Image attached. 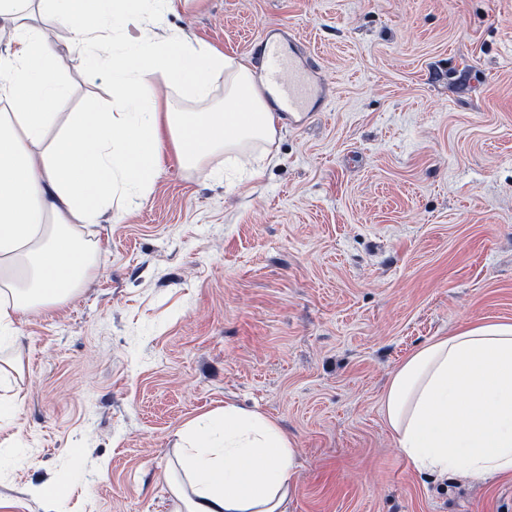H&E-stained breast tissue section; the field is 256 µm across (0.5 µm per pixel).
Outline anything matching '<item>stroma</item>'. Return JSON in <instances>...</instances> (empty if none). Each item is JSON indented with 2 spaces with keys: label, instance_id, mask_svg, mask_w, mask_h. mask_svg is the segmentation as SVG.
<instances>
[{
  "label": "stroma",
  "instance_id": "35a3bbf8",
  "mask_svg": "<svg viewBox=\"0 0 512 512\" xmlns=\"http://www.w3.org/2000/svg\"><path fill=\"white\" fill-rule=\"evenodd\" d=\"M162 26L318 87L249 170L168 157L84 224L64 304L0 344V512H176L181 431L231 403L294 442L287 512H512V479L417 472L383 395L434 337L512 323V0H193ZM62 497L45 502L39 485Z\"/></svg>",
  "mask_w": 512,
  "mask_h": 512
}]
</instances>
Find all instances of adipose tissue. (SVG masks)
<instances>
[{
	"instance_id": "adipose-tissue-1",
	"label": "adipose tissue",
	"mask_w": 512,
	"mask_h": 512,
	"mask_svg": "<svg viewBox=\"0 0 512 512\" xmlns=\"http://www.w3.org/2000/svg\"><path fill=\"white\" fill-rule=\"evenodd\" d=\"M189 0H0V338L25 311L60 303L90 266L74 227L100 223L115 200L143 199L167 153L199 166L223 153L274 143L275 95L250 62L175 33H148L150 17ZM112 74L104 106L64 111L73 92L56 29ZM224 107L175 112L151 82ZM401 455L417 471L472 484L512 478V323L450 331L412 353L383 400ZM171 491L181 512H286L294 443L277 422L235 405L224 428L188 424Z\"/></svg>"
}]
</instances>
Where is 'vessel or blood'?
<instances>
[{
	"mask_svg": "<svg viewBox=\"0 0 512 512\" xmlns=\"http://www.w3.org/2000/svg\"><path fill=\"white\" fill-rule=\"evenodd\" d=\"M267 81L279 91L281 111L291 114L307 110L313 90L296 66L294 55L285 53L278 39L268 38L263 48Z\"/></svg>",
	"mask_w": 512,
	"mask_h": 512,
	"instance_id": "obj_1",
	"label": "vessel or blood"
}]
</instances>
